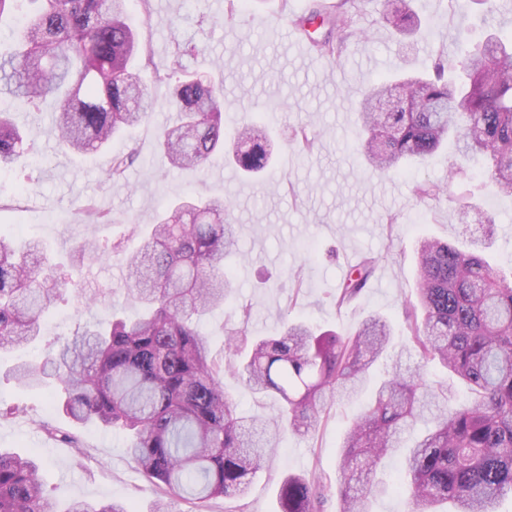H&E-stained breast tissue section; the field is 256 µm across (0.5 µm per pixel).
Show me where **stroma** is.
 <instances>
[{
	"label": "stroma",
	"mask_w": 512,
	"mask_h": 512,
	"mask_svg": "<svg viewBox=\"0 0 512 512\" xmlns=\"http://www.w3.org/2000/svg\"><path fill=\"white\" fill-rule=\"evenodd\" d=\"M498 4L496 21L486 26L478 21L482 6L472 5L464 16L450 0H413L420 24L406 42L383 26L381 0H366L358 22L366 37L351 41L332 65L299 51L287 15L272 4L230 17L225 0H129L130 20L154 63L179 64L190 73L220 67L226 130L263 123L275 145V163L259 178L243 175L221 155L202 169H172L157 147L161 128L173 117L169 89L153 83L146 70L141 76L150 83L153 112L113 140L110 150L95 155L74 157L60 148L51 121L53 100L35 111L16 107L17 122L32 133L33 153L0 168V238L16 244L39 241L53 266L73 270L76 283L45 314L33 344L0 354V449L36 453L46 492L60 503L112 498L130 502L136 512H153L163 490L136 469L124 434L92 424L80 428L86 448L76 455L45 430L49 424L71 428L51 404L49 390L25 389L8 370L22 360L43 359L79 325L108 322L116 309L129 316L139 312L124 286V257L138 246L140 230L178 198L226 197L240 226L238 252L225 262L233 293L201 325L218 358L226 329L241 324L236 310L241 302L251 306L246 326L252 336L276 335L287 317L343 336L352 335L370 313L400 323L413 293L415 243L424 235L460 245L482 240L491 264L511 274L512 197L497 193L480 165L459 158L449 144L421 164L382 176L354 149L356 91L401 66L427 70L437 46L453 60L489 32L511 35L512 0ZM178 42L196 46L197 54L174 58ZM301 125L317 135V147L307 156L298 155L290 142ZM132 146L144 163L112 181V154ZM424 180L440 185L442 195L417 200L412 187ZM89 200L111 211V224H76V211ZM465 202L479 204L486 223L461 228L457 210ZM85 237L111 245L113 252L76 270L70 255ZM365 255L377 260L371 282L350 306L337 309L332 295L349 273L347 258ZM358 409L355 403L335 406L312 436L288 435L262 461L244 493L195 504L174 496L173 512H277L285 475H316L335 483L341 432Z\"/></svg>",
	"instance_id": "35a3bbf8"
}]
</instances>
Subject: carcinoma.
<instances>
[{"label":"carcinoma","instance_id":"1","mask_svg":"<svg viewBox=\"0 0 512 512\" xmlns=\"http://www.w3.org/2000/svg\"><path fill=\"white\" fill-rule=\"evenodd\" d=\"M127 2L0 0V18L16 12L22 20L15 47L0 53V97L34 108L55 97L59 145L95 154L153 110L147 85L132 70L142 58L155 81L170 85L177 112L176 122L160 131L159 147L174 168L203 167L225 147L223 85L155 66L126 22ZM410 2L383 0V22L395 35L418 26ZM363 5L317 0L291 24L314 53L335 63L352 39L366 37L355 26ZM359 119L357 151L380 173L421 162L451 140L462 157L484 160L496 190L512 196V40L491 37L454 64L437 50L426 75L362 93ZM292 143L297 153L310 154L316 136L301 126ZM31 150L12 112L0 108V167ZM271 157L257 123L239 128L227 153L249 175L265 171ZM141 163L134 147L115 154L109 176L119 181ZM231 209L222 197L170 203L126 257L128 290L143 313L129 319L114 312L106 325H85L54 356L15 365L16 380L28 387L56 382L57 407L72 425L94 421L125 432L144 477L186 501L204 502L247 488L285 434L312 433L336 402L359 398L385 356L390 370L344 432L338 512H370L372 498L385 490L377 469L420 422L425 430L408 447L399 479L410 512H498L499 498L512 493V282L488 261L486 244L419 241L415 301L404 305L400 346L379 314L367 315L350 336L289 319L279 335L250 342L245 329L228 331V359L219 365L196 321L232 294L224 273V258L238 242ZM80 213L89 225L114 223L91 200ZM77 253L91 260L105 255L95 241L82 242ZM45 263L39 243L16 247L0 239L1 353L34 341L60 296L62 280ZM374 270L375 260L361 258L333 296L336 307L349 305ZM412 354L419 365L408 374L402 359ZM435 360L473 394L470 402L452 406L448 381H427L423 368ZM224 372L255 394L278 396L277 415L262 421L239 411L224 392ZM330 493L318 476L290 474L280 485L279 512H320ZM0 512L135 510L112 499L61 509L33 457L0 450Z\"/></svg>","mask_w":512,"mask_h":512}]
</instances>
